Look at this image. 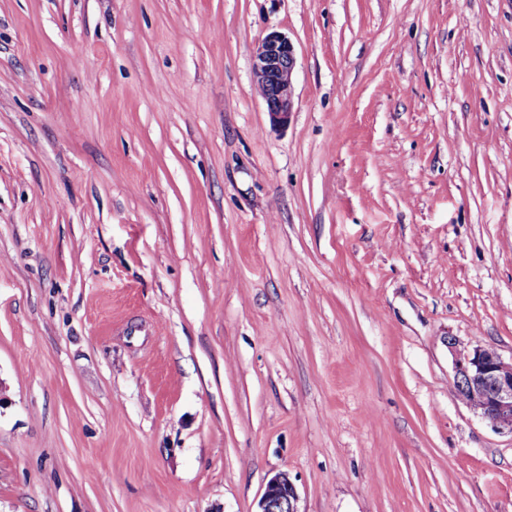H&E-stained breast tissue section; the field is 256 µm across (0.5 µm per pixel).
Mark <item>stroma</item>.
<instances>
[{"instance_id": "obj_1", "label": "stroma", "mask_w": 512, "mask_h": 512, "mask_svg": "<svg viewBox=\"0 0 512 512\" xmlns=\"http://www.w3.org/2000/svg\"><path fill=\"white\" fill-rule=\"evenodd\" d=\"M452 339L512 359V0H0V512H512ZM294 63V46L282 33H269L255 49L254 88L263 99L274 126H286L293 111ZM297 502V490L288 474L278 473L268 480L257 512H300Z\"/></svg>"}]
</instances>
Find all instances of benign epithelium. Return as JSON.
I'll return each instance as SVG.
<instances>
[{"instance_id": "benign-epithelium-1", "label": "benign epithelium", "mask_w": 512, "mask_h": 512, "mask_svg": "<svg viewBox=\"0 0 512 512\" xmlns=\"http://www.w3.org/2000/svg\"><path fill=\"white\" fill-rule=\"evenodd\" d=\"M295 51L288 37L271 32L254 53V88L263 99L271 122L285 126L293 111L292 71ZM456 385L462 401L492 428L512 434V360L482 346L464 347L448 341ZM295 485L286 473L271 477L258 502L257 512H299Z\"/></svg>"}]
</instances>
